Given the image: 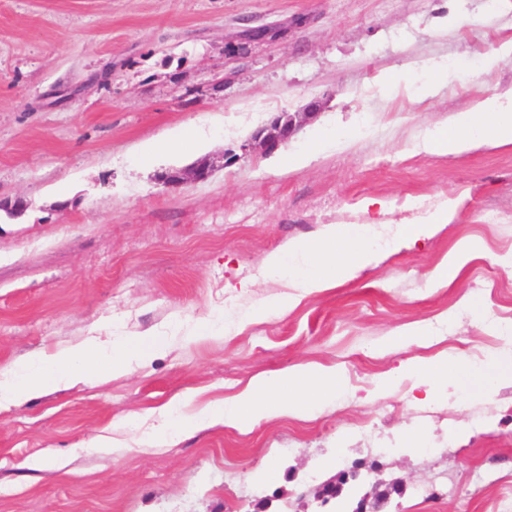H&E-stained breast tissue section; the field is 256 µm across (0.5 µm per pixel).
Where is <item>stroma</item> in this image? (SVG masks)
<instances>
[{
	"mask_svg": "<svg viewBox=\"0 0 512 512\" xmlns=\"http://www.w3.org/2000/svg\"><path fill=\"white\" fill-rule=\"evenodd\" d=\"M275 28L276 40L244 38ZM512 0H0V367L33 350L141 334L163 344L150 364L99 387L79 383L0 410V512H512V379L459 407L423 402L399 377L408 358L462 356L482 366L512 326V150L458 157L417 147L475 98L512 86ZM446 71L440 93L413 89ZM482 84H474L476 72ZM406 73L410 89L386 77ZM320 101L319 116L283 144L317 147L278 174L270 156L167 186L159 172L239 151L280 112ZM178 131L151 161L137 153ZM390 203L386 215L364 200ZM456 200L433 238L397 250L350 282L301 297L287 315L241 325L264 296L266 256L327 225L415 224ZM464 239L481 242L454 283L426 278ZM254 288L242 289L245 280ZM472 293L477 311L458 309ZM214 315L233 335L187 339L169 325ZM405 325L427 346L383 347ZM309 365L343 375L349 392L315 413L251 432L218 426L163 448H135L147 414L197 391V406L232 400L257 375ZM107 433L124 445L91 448ZM43 461L41 470L28 459ZM359 469L356 479L342 473ZM339 485L320 504L319 489Z\"/></svg>",
	"mask_w": 512,
	"mask_h": 512,
	"instance_id": "1",
	"label": "stroma"
}]
</instances>
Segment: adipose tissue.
Listing matches in <instances>:
<instances>
[{
  "label": "adipose tissue",
  "instance_id": "ef3b65f1",
  "mask_svg": "<svg viewBox=\"0 0 512 512\" xmlns=\"http://www.w3.org/2000/svg\"><path fill=\"white\" fill-rule=\"evenodd\" d=\"M423 151L436 156H459L482 147L512 149V86L477 100L458 113L445 129H430L420 142ZM372 226L355 234L336 225L326 226L318 237L289 241L284 252L267 257L264 273L288 276L296 295H272L250 308L245 321L258 322L285 315L297 296L319 293L343 285L359 271L376 264L377 250L368 244ZM159 348L155 338L144 337L126 348L91 334L83 342L55 353L39 350L0 368V409L18 405L51 389L80 382L98 386L141 367ZM471 371L455 357L429 361L408 359L403 373L416 384L436 390L455 388ZM344 388L341 375L318 368L295 366L275 375H259L232 402L208 404L197 414L184 415L191 399L183 394L153 415L148 444L162 447L201 428L218 425L249 431L263 421L281 415L307 416L316 405Z\"/></svg>",
  "mask_w": 512,
  "mask_h": 512
}]
</instances>
